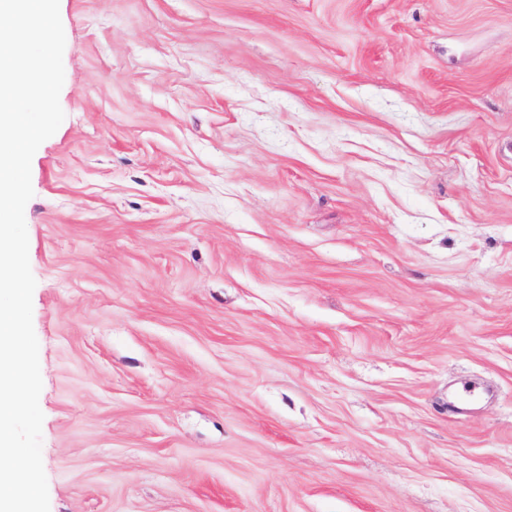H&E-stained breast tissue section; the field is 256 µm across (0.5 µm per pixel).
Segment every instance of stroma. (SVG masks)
Instances as JSON below:
<instances>
[{
  "mask_svg": "<svg viewBox=\"0 0 512 512\" xmlns=\"http://www.w3.org/2000/svg\"><path fill=\"white\" fill-rule=\"evenodd\" d=\"M59 11L50 512H512V0Z\"/></svg>",
  "mask_w": 512,
  "mask_h": 512,
  "instance_id": "obj_1",
  "label": "stroma"
}]
</instances>
